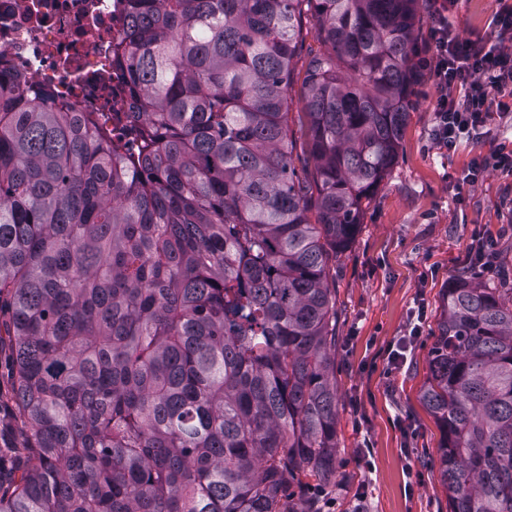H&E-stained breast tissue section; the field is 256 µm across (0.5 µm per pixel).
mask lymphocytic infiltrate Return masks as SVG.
Instances as JSON below:
<instances>
[{
    "instance_id": "lymphocytic-infiltrate-1",
    "label": "lymphocytic infiltrate",
    "mask_w": 512,
    "mask_h": 512,
    "mask_svg": "<svg viewBox=\"0 0 512 512\" xmlns=\"http://www.w3.org/2000/svg\"><path fill=\"white\" fill-rule=\"evenodd\" d=\"M495 26L496 42L488 47L462 38L449 26L444 9L433 16L430 38L438 85L432 104L434 133L447 148L485 122L490 97L512 99V7L501 10Z\"/></svg>"
}]
</instances>
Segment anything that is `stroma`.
Returning a JSON list of instances; mask_svg holds the SVG:
<instances>
[{
  "label": "stroma",
  "instance_id": "1",
  "mask_svg": "<svg viewBox=\"0 0 512 512\" xmlns=\"http://www.w3.org/2000/svg\"><path fill=\"white\" fill-rule=\"evenodd\" d=\"M419 14L418 80L398 158L365 202L359 232L336 262V383L340 447L337 472L311 492L318 512H448L439 469L441 432L420 400L429 375L432 332L448 277L467 262L474 234L490 241L495 266L512 271V174L495 170L467 179L476 157L512 150V112L498 101L456 149L433 135L435 49L432 15ZM512 0H459L448 23L460 36L494 44L493 19ZM293 164L312 176L309 117L301 82L289 90ZM409 345L400 366L389 355ZM11 342L0 339V475L24 454L25 429L11 400Z\"/></svg>",
  "mask_w": 512,
  "mask_h": 512
}]
</instances>
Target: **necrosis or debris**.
I'll use <instances>...</instances> for the list:
<instances>
[{
    "instance_id": "1",
    "label": "necrosis or debris",
    "mask_w": 512,
    "mask_h": 512,
    "mask_svg": "<svg viewBox=\"0 0 512 512\" xmlns=\"http://www.w3.org/2000/svg\"><path fill=\"white\" fill-rule=\"evenodd\" d=\"M126 0H0V71L26 96L83 113L96 138L137 159L126 126L129 98L113 52L128 24Z\"/></svg>"
}]
</instances>
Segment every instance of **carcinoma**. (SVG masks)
Returning <instances> with one entry per match:
<instances>
[{
	"instance_id": "obj_1",
	"label": "carcinoma",
	"mask_w": 512,
	"mask_h": 512,
	"mask_svg": "<svg viewBox=\"0 0 512 512\" xmlns=\"http://www.w3.org/2000/svg\"><path fill=\"white\" fill-rule=\"evenodd\" d=\"M422 7L128 0L135 163L0 82V333L28 431L0 512H315L330 279L398 157ZM307 23L312 183L287 95ZM442 303L420 398L449 512H512V279L462 268Z\"/></svg>"
}]
</instances>
